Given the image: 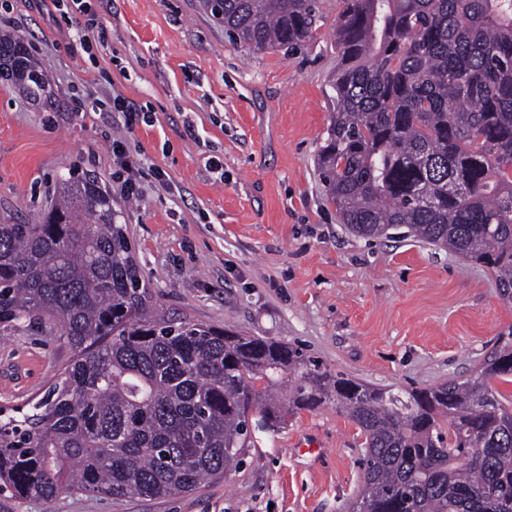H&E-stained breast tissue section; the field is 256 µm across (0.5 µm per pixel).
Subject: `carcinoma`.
Returning a JSON list of instances; mask_svg holds the SVG:
<instances>
[{"label": "carcinoma", "instance_id": "cac0c4a2", "mask_svg": "<svg viewBox=\"0 0 512 512\" xmlns=\"http://www.w3.org/2000/svg\"><path fill=\"white\" fill-rule=\"evenodd\" d=\"M235 40L293 51L321 0H201ZM334 109L317 169L353 235L395 230L491 269L512 296V0H342ZM0 78L53 112L23 38ZM97 177L59 181L30 224H0V324L39 320L74 356L33 411L0 418V494L190 493L240 467L252 416L325 403L365 437L348 512H512V338L467 378L378 387L297 347L176 319L152 300Z\"/></svg>", "mask_w": 512, "mask_h": 512}]
</instances>
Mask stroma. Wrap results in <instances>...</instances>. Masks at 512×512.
Returning <instances> with one entry per match:
<instances>
[{
	"label": "stroma",
	"mask_w": 512,
	"mask_h": 512,
	"mask_svg": "<svg viewBox=\"0 0 512 512\" xmlns=\"http://www.w3.org/2000/svg\"><path fill=\"white\" fill-rule=\"evenodd\" d=\"M89 11L0 0L49 75L44 111L0 80V224H25L58 181L112 193L158 305L171 316L302 348L332 371L395 389L470 375L512 335V298L481 264L413 238L339 224L316 158L336 69L337 0L296 51L233 42L198 0H87ZM93 19L91 52L77 37ZM123 96L138 116L111 111ZM123 143L141 187L113 180ZM43 324L0 325V409L30 410L72 359ZM242 468L170 498L9 499L0 512H345L361 482L358 427L328 403L255 431Z\"/></svg>",
	"instance_id": "1"
}]
</instances>
